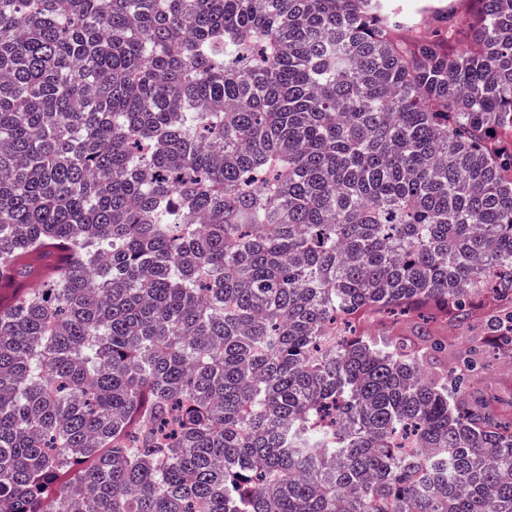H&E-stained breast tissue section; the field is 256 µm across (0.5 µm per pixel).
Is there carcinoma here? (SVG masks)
<instances>
[{"instance_id":"carcinoma-1","label":"carcinoma","mask_w":512,"mask_h":512,"mask_svg":"<svg viewBox=\"0 0 512 512\" xmlns=\"http://www.w3.org/2000/svg\"><path fill=\"white\" fill-rule=\"evenodd\" d=\"M0 0V512H512V0ZM394 2L393 7L403 10L411 14L416 22L426 21L430 30H433V23L431 15L428 12L422 11L421 7L425 2L433 3L435 6L443 4L448 6V0H391ZM486 360L490 369L484 375L507 382L512 380V354L502 358L493 351L487 355Z\"/></svg>"}]
</instances>
